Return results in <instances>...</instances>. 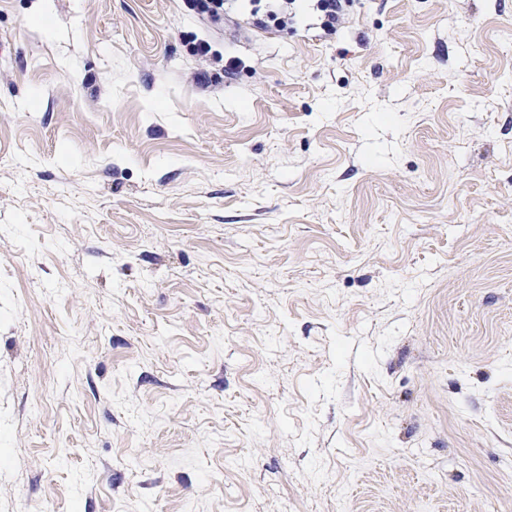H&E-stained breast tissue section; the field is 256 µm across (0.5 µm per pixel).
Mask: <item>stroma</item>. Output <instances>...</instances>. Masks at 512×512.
<instances>
[{"label": "stroma", "instance_id": "1", "mask_svg": "<svg viewBox=\"0 0 512 512\" xmlns=\"http://www.w3.org/2000/svg\"><path fill=\"white\" fill-rule=\"evenodd\" d=\"M348 17L0 0V512H512V0Z\"/></svg>", "mask_w": 512, "mask_h": 512}]
</instances>
